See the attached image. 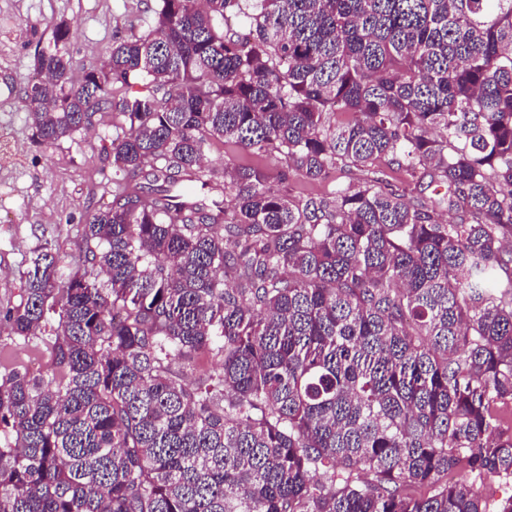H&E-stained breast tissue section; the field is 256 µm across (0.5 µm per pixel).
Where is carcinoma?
I'll list each match as a JSON object with an SVG mask.
<instances>
[{"instance_id":"cac0c4a2","label":"carcinoma","mask_w":512,"mask_h":512,"mask_svg":"<svg viewBox=\"0 0 512 512\" xmlns=\"http://www.w3.org/2000/svg\"><path fill=\"white\" fill-rule=\"evenodd\" d=\"M158 2L22 88L42 142L126 128L82 260L0 315L59 317L0 374V512H512L467 483L512 481V0ZM224 143L222 141H214L210 152L207 153V159L211 167L219 172L224 171V163H232L235 165L246 164L252 161V157L244 151L224 152ZM58 315H51L46 327L28 339L14 336L5 323H0V372L6 369L25 368L30 371L44 370L50 362L49 352L43 341L57 327Z\"/></svg>"}]
</instances>
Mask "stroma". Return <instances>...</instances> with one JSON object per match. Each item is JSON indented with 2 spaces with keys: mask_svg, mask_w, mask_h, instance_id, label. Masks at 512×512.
<instances>
[{
  "mask_svg": "<svg viewBox=\"0 0 512 512\" xmlns=\"http://www.w3.org/2000/svg\"><path fill=\"white\" fill-rule=\"evenodd\" d=\"M156 0H0V311L19 305L31 252L50 243L58 277H67L82 252L81 231L90 213L110 201L112 116L96 117L90 132L53 144L34 137L21 100L33 73L36 47L52 45L54 27L69 28L72 75L100 62L114 31L141 33ZM58 323L22 339L0 323V366L46 369L44 343Z\"/></svg>",
  "mask_w": 512,
  "mask_h": 512,
  "instance_id": "obj_1",
  "label": "stroma"
}]
</instances>
